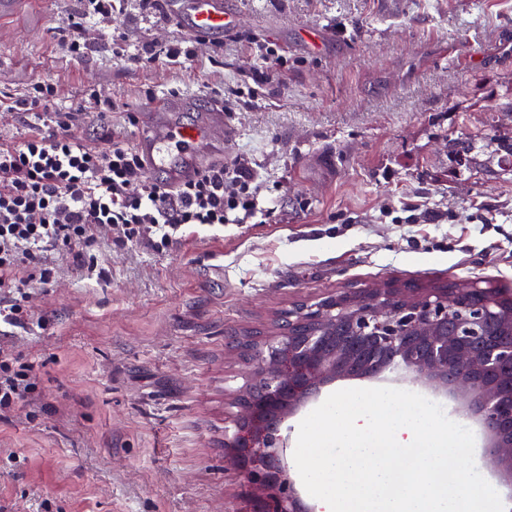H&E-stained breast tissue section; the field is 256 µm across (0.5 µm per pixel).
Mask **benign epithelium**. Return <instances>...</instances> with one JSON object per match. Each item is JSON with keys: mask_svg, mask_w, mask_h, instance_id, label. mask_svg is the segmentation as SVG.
<instances>
[{"mask_svg": "<svg viewBox=\"0 0 512 512\" xmlns=\"http://www.w3.org/2000/svg\"><path fill=\"white\" fill-rule=\"evenodd\" d=\"M247 344L255 366L233 399L224 449L252 489L251 512H315L284 462V424L329 385L389 373L476 420L486 470L512 500V294L347 288L281 313L273 335Z\"/></svg>", "mask_w": 512, "mask_h": 512, "instance_id": "7a95c632", "label": "benign epithelium"}]
</instances>
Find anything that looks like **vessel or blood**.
I'll return each mask as SVG.
<instances>
[{
	"label": "vessel or blood",
	"instance_id": "obj_1",
	"mask_svg": "<svg viewBox=\"0 0 512 512\" xmlns=\"http://www.w3.org/2000/svg\"><path fill=\"white\" fill-rule=\"evenodd\" d=\"M170 11L186 34L193 37H220L232 29L237 17L224 6V0H172ZM179 98L162 97L150 101L145 110L150 130L139 139L137 149L148 171L165 174L169 184L178 185L200 171L203 159L199 142H208L212 153L224 150V111L218 104L204 102L199 122L183 124L174 118L182 111Z\"/></svg>",
	"mask_w": 512,
	"mask_h": 512
}]
</instances>
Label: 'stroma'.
<instances>
[{
    "instance_id": "obj_1",
    "label": "stroma",
    "mask_w": 512,
    "mask_h": 512,
    "mask_svg": "<svg viewBox=\"0 0 512 512\" xmlns=\"http://www.w3.org/2000/svg\"><path fill=\"white\" fill-rule=\"evenodd\" d=\"M219 41L189 40L190 67L112 58L187 40L136 0L89 25L91 50L61 46L79 0H16L0 16V100L53 83L98 133L85 100L117 97L109 131L136 146L143 107L180 90L231 97L254 35L288 55L281 81L224 115V156L250 159L273 209L259 224L193 226L166 252L100 242L98 279L66 255L34 285L27 328L0 350L37 361L36 388L0 418V512H247L224 457L244 346L276 317L345 288L448 283L512 290V0H224Z\"/></svg>"
}]
</instances>
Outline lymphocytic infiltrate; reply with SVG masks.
I'll return each instance as SVG.
<instances>
[{
	"label": "lymphocytic infiltrate",
	"mask_w": 512,
	"mask_h": 512,
	"mask_svg": "<svg viewBox=\"0 0 512 512\" xmlns=\"http://www.w3.org/2000/svg\"><path fill=\"white\" fill-rule=\"evenodd\" d=\"M258 63L248 96L279 80L288 67L282 49L245 36ZM112 56L123 64L147 67L159 60L190 61L182 43L129 50L113 39ZM32 121L20 140L0 141V325L26 327L33 285L52 282L48 260L64 251L83 267L101 240L137 242L157 252L180 243L188 226L248 224L264 214L262 186L241 156L170 186L150 181L139 153L103 134L86 142L72 133L74 114L56 102L48 82L34 83L22 101ZM39 366L0 352V414L13 411L35 387Z\"/></svg>",
	"instance_id": "1"
}]
</instances>
